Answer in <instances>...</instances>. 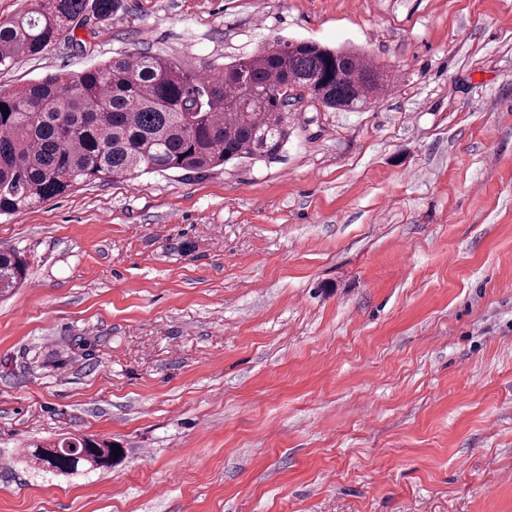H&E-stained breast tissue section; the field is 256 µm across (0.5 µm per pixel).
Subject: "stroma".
<instances>
[{"label":"stroma","instance_id":"1","mask_svg":"<svg viewBox=\"0 0 512 512\" xmlns=\"http://www.w3.org/2000/svg\"><path fill=\"white\" fill-rule=\"evenodd\" d=\"M0 71L364 50L366 108L290 106L277 159L0 217V512H512V0H122ZM93 434L106 472L37 476ZM29 260L24 252L12 247L0 248V293L21 286L27 275ZM74 446V449H71ZM117 450L121 455L117 459ZM124 455L122 448L112 447V441L92 435L67 434L56 443L36 445L27 452L31 469L42 475L77 476L95 470H110Z\"/></svg>","mask_w":512,"mask_h":512}]
</instances>
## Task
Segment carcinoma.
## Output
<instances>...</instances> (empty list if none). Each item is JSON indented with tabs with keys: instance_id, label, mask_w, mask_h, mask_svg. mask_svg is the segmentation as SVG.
Here are the masks:
<instances>
[{
	"instance_id": "obj_1",
	"label": "carcinoma",
	"mask_w": 512,
	"mask_h": 512,
	"mask_svg": "<svg viewBox=\"0 0 512 512\" xmlns=\"http://www.w3.org/2000/svg\"><path fill=\"white\" fill-rule=\"evenodd\" d=\"M120 0H28L0 23V68L40 55L77 30L108 19ZM391 75L352 47L270 41L211 73L159 55L127 53L79 74L57 73L19 90L0 89V215L65 195L83 184L146 172H203L242 159H273L290 137L288 106L300 87L330 109L361 108L391 87ZM29 260L0 248V293L21 286ZM117 449L68 434L27 452L42 475L110 470Z\"/></svg>"
}]
</instances>
